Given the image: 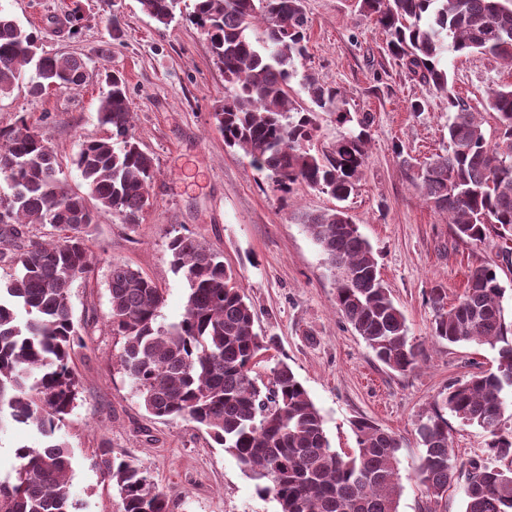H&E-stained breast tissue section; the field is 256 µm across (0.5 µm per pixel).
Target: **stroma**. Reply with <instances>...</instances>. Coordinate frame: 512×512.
<instances>
[{
	"label": "stroma",
	"instance_id": "obj_1",
	"mask_svg": "<svg viewBox=\"0 0 512 512\" xmlns=\"http://www.w3.org/2000/svg\"><path fill=\"white\" fill-rule=\"evenodd\" d=\"M70 3L0 0V11L39 30L44 53L83 58L90 70L74 90L35 95L20 82L0 96V128L27 117L54 152L68 186L80 189L72 158L82 141L107 136L97 107L108 91L105 72L117 71L128 84L133 133L156 168L154 205L141 224L131 227L100 213L89 238L93 270L70 289L85 346L73 357L76 406L57 435L74 456L70 482L81 512H120L116 489L90 461L104 444L135 458L151 482L171 494L172 512H279L277 501L258 495L251 474L204 428L188 419L149 415L119 366L123 342L109 323L110 268L127 264L155 282L164 294L163 322L179 321L188 285L173 272L167 248L178 233L222 253L238 274L255 311V331L276 338L273 360L286 362L303 383L333 448L353 453L352 422L366 418L402 442L399 512H464V480H455L439 501L420 482L425 450L416 429L439 392L496 367L497 352L437 341L429 297L439 288L446 305L456 304L470 270L490 265L504 290L505 319L512 321V236L491 234L482 244L465 243L421 198V167L448 148L447 96L423 86L389 53L386 33L360 14L358 0H303L308 52L295 63L292 97L307 104L304 78L318 76L340 89L347 109L371 113L372 124L363 176L348 200L304 184L288 194L254 171L213 128L211 114L224 98V72L206 34L188 18L191 0H182L180 14L165 28L137 0H80L76 24L66 18ZM111 16L124 31L122 39L112 37ZM444 64L455 94L480 113L487 139H494L497 120L487 96L491 88L512 84V67L477 54L452 56ZM417 100L424 105L419 112L411 109ZM339 207L371 244L410 339L422 351L414 370L386 368L336 307L334 278L303 219ZM448 431L457 469L469 470L484 458L481 428L452 416ZM43 441L29 424L0 430V476L11 473L15 448Z\"/></svg>",
	"mask_w": 512,
	"mask_h": 512
}]
</instances>
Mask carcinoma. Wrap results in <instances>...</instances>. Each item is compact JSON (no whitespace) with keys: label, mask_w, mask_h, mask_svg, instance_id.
Returning <instances> with one entry per match:
<instances>
[{"label":"carcinoma","mask_w":512,"mask_h":512,"mask_svg":"<svg viewBox=\"0 0 512 512\" xmlns=\"http://www.w3.org/2000/svg\"><path fill=\"white\" fill-rule=\"evenodd\" d=\"M138 3L166 26L179 0ZM360 10L385 30L389 51L410 74L448 94V150L421 169L424 201L466 243L478 245L494 230L512 232V85L488 93V108L500 122L490 143L441 66L448 52L489 54L512 65V0H360ZM189 20L207 34L229 84L212 113L225 144L282 191L301 181L348 199L366 164L372 117L344 109L340 91L313 75L304 83L309 106L291 96L295 61L307 49L302 0H193ZM39 40L37 29L0 13V96L32 65L34 94L85 82L82 58L40 55ZM108 84L97 119L110 135L82 141L72 160L82 192L67 187L53 151L26 118L0 129V182L11 190L0 196V262L10 266L0 277V426L33 423L46 439L41 448L15 449L13 474L0 479V512H77L74 458L55 436L75 408L78 383L70 363L84 345L70 288L92 271L87 241L98 212L140 224L152 206L156 175L154 159L132 132L125 79L113 73ZM320 112L355 121L361 130L314 154L310 142ZM303 223L330 270L347 274L335 295L345 320L378 361L399 373L414 369L419 350L406 318L348 213L307 214ZM47 224L58 238L31 235L15 247L23 228ZM168 250L172 270L189 286L185 313L175 323L159 322L163 294L139 271L114 264L108 277L112 334L123 340L119 363L145 410L205 428L251 473L257 493L277 500L280 512H399L400 440L359 418L353 422L357 452L346 456L332 448L320 411L290 367L277 363L262 375L273 338L254 332L253 307L223 258L184 234L170 237ZM502 297L489 265L470 271L464 294L448 309L442 290L431 291L434 336L498 348L496 370L449 384L417 429L425 448L418 476L436 499L455 479L448 415L488 434L486 461L473 463L466 475L465 512H512V424L504 419L503 398L512 391V322L505 320ZM92 464L117 488L120 512H170L168 494L127 456L103 445Z\"/></svg>","instance_id":"cac0c4a2"}]
</instances>
